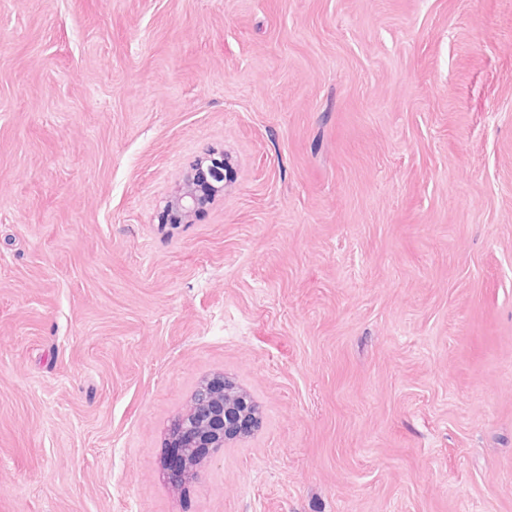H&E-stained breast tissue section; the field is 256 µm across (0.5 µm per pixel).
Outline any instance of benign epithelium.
Masks as SVG:
<instances>
[{"mask_svg": "<svg viewBox=\"0 0 512 512\" xmlns=\"http://www.w3.org/2000/svg\"><path fill=\"white\" fill-rule=\"evenodd\" d=\"M224 182V155L211 154L207 168L186 176L166 202V217L181 224L209 202ZM252 397L222 374L201 381L187 409L171 424L166 438V474L178 489L199 477L211 455L259 427Z\"/></svg>", "mask_w": 512, "mask_h": 512, "instance_id": "7a95c632", "label": "benign epithelium"}]
</instances>
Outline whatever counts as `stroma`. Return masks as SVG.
Returning <instances> with one entry per match:
<instances>
[{
	"instance_id": "obj_1",
	"label": "stroma",
	"mask_w": 512,
	"mask_h": 512,
	"mask_svg": "<svg viewBox=\"0 0 512 512\" xmlns=\"http://www.w3.org/2000/svg\"><path fill=\"white\" fill-rule=\"evenodd\" d=\"M0 512H512V0H0ZM206 171L199 169L194 175L186 176L166 202V217L171 224L188 221L199 209L209 202L212 195L223 188L224 155L210 154ZM216 186L215 184H221ZM259 424L252 397L224 374L201 381L167 434L169 483L178 489L197 479L211 455L223 450L226 442L248 436Z\"/></svg>"
}]
</instances>
